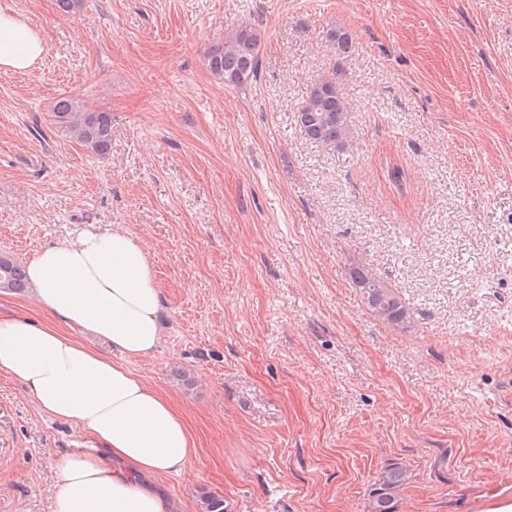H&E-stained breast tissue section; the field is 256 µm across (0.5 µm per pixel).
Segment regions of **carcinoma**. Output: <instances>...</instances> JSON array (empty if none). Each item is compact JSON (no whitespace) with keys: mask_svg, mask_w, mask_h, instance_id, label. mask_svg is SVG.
<instances>
[{"mask_svg":"<svg viewBox=\"0 0 512 512\" xmlns=\"http://www.w3.org/2000/svg\"><path fill=\"white\" fill-rule=\"evenodd\" d=\"M336 53L344 55L353 46L349 32L333 28L326 32ZM210 72L227 87L242 88L258 73L260 47L257 35L241 27L224 40L213 44L206 54ZM53 124L77 143L103 156L112 144V115L88 107L80 99L68 96L58 99L51 110ZM296 125L304 136L326 151H344L352 145L348 103L340 93L335 78L312 84L307 98L295 114ZM9 273L0 277V289L21 293L29 288L26 272L14 260L5 257ZM349 276L359 288L362 302L380 322L394 330H407L415 320V312L397 288L387 283L365 265L353 267ZM413 482V472L401 462L385 465L378 472L367 494L366 512H398L399 502ZM201 512H224V498L203 492Z\"/></svg>","mask_w":512,"mask_h":512,"instance_id":"obj_1","label":"carcinoma"}]
</instances>
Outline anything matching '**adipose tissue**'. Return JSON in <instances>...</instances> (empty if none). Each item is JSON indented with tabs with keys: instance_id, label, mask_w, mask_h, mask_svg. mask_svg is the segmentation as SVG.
Listing matches in <instances>:
<instances>
[{
	"instance_id": "1",
	"label": "adipose tissue",
	"mask_w": 512,
	"mask_h": 512,
	"mask_svg": "<svg viewBox=\"0 0 512 512\" xmlns=\"http://www.w3.org/2000/svg\"><path fill=\"white\" fill-rule=\"evenodd\" d=\"M43 53L40 33L0 9V70L27 72ZM27 277L45 317L0 313V372L96 441L62 457L50 512H175L155 482L187 469L194 442L170 400L124 365L155 355L162 336L141 241L84 230L37 252Z\"/></svg>"
}]
</instances>
